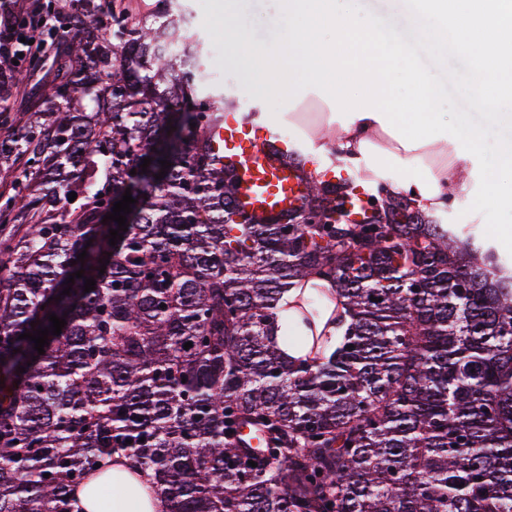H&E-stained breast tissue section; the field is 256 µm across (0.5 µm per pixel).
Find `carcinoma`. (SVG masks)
<instances>
[{"instance_id":"carcinoma-1","label":"carcinoma","mask_w":512,"mask_h":512,"mask_svg":"<svg viewBox=\"0 0 512 512\" xmlns=\"http://www.w3.org/2000/svg\"><path fill=\"white\" fill-rule=\"evenodd\" d=\"M77 2L44 108L0 141V512H84L79 492L112 512L114 484L134 510L512 512V263L384 181L336 218L357 187L294 145L307 197L253 221L179 0L150 21ZM32 71L0 61V116ZM128 188L112 246L102 202ZM314 278L331 287L302 289L290 331L281 297ZM51 313L40 355L19 335ZM345 313L338 344L317 334Z\"/></svg>"}]
</instances>
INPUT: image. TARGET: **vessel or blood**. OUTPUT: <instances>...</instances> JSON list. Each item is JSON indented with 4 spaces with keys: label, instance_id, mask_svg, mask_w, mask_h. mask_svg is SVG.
I'll return each mask as SVG.
<instances>
[{
    "label": "vessel or blood",
    "instance_id": "vessel-or-blood-1",
    "mask_svg": "<svg viewBox=\"0 0 512 512\" xmlns=\"http://www.w3.org/2000/svg\"><path fill=\"white\" fill-rule=\"evenodd\" d=\"M212 149L233 164L240 183L239 202L255 218L278 215L300 205L307 189L298 171L285 164L275 148L257 143L247 127L228 120L217 129Z\"/></svg>",
    "mask_w": 512,
    "mask_h": 512
}]
</instances>
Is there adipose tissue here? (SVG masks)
<instances>
[{
  "label": "adipose tissue",
  "instance_id": "ef3b65f1",
  "mask_svg": "<svg viewBox=\"0 0 512 512\" xmlns=\"http://www.w3.org/2000/svg\"><path fill=\"white\" fill-rule=\"evenodd\" d=\"M282 41L300 60L287 65L283 51L257 48L242 38L234 22V0H224V38L237 58L263 81L264 91L298 103L325 105L316 123L299 112H282L281 124L314 160L336 154L347 170L374 176L398 170L400 190L424 208L441 211L465 187L468 165L482 144V133L445 123L435 109L437 89L414 61H407L416 91L406 103L391 93L394 45L337 17L334 0H279Z\"/></svg>",
  "mask_w": 512,
  "mask_h": 512
}]
</instances>
